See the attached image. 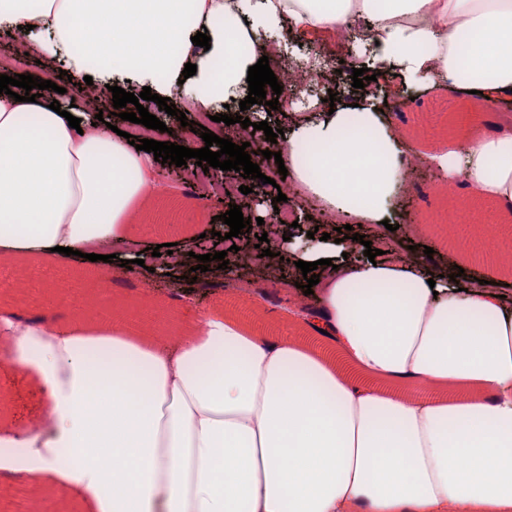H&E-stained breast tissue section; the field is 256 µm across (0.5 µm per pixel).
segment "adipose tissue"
<instances>
[{"mask_svg":"<svg viewBox=\"0 0 512 512\" xmlns=\"http://www.w3.org/2000/svg\"><path fill=\"white\" fill-rule=\"evenodd\" d=\"M354 18L405 80L512 97V0H0L21 52L94 72L85 101L116 72L152 85L196 64L175 88L187 112L274 56L283 22L330 32ZM202 29L207 50L192 42ZM56 97L0 94V255L122 252L157 188L150 156L89 118L71 128ZM276 149L291 186L376 232L372 260L329 224L297 254L319 277L304 321L335 354L213 309L171 335L14 311L0 349L49 407L46 427L0 434L22 451L14 473L74 490L85 512H512V297L495 274L459 284L402 256L389 200L410 148L379 112L298 114ZM436 160L493 202L492 222L512 221V124L493 115Z\"/></svg>","mask_w":512,"mask_h":512,"instance_id":"adipose-tissue-1","label":"adipose tissue"}]
</instances>
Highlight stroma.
Instances as JSON below:
<instances>
[{
	"label": "stroma",
	"instance_id": "obj_1",
	"mask_svg": "<svg viewBox=\"0 0 512 512\" xmlns=\"http://www.w3.org/2000/svg\"><path fill=\"white\" fill-rule=\"evenodd\" d=\"M326 85L315 86L312 92L292 97L287 110H269L265 105H253L241 110L238 103L229 107H215V114L229 113L232 116H245L250 121H265L272 129H290L293 122L291 113L304 111L306 104L328 98ZM373 103L378 111L390 112L394 121L403 129L425 123L431 126L432 141L429 151L447 149L450 142L461 137L470 128L487 120L490 110L478 96L465 93L447 85L431 86L425 89L416 86H403L400 77L393 76L381 82ZM258 165L266 182H255L249 194L235 193L224 197L222 203L208 207L199 203L186 192L185 181L175 175L169 164H156L155 175L163 191L160 194L140 200L135 210L139 217L132 226V241L125 252V259H132L145 249H152L164 243L191 245L199 255L228 250L234 244H257L254 233H241L235 239H228L229 227L223 224L222 214L230 205H239L244 217H258L262 210L272 208V200L278 191L272 182L278 179V166L274 159L259 158ZM415 187L411 193L396 194L393 199L395 209L404 221L421 220V231L412 237H403L408 259L427 263L458 266L465 276L477 277L488 272L498 247L512 240V226L491 224L487 216L492 210L491 203L476 194H452L448 191L445 174L436 167L419 166L413 173ZM169 186L178 187L177 195H166ZM300 222L298 226L283 227L284 238L279 259L262 266L251 263L249 252L239 257L237 275L249 279L254 284L258 307L243 309L234 305L227 291L222 288L202 289L200 283L183 280V298L170 300L168 293L150 290L141 294V277L135 273L123 272L119 264L110 268L111 280L107 287L112 296L111 316L125 315L127 309L141 307L145 319L156 328L164 330L187 318L202 306H211L225 315L237 318L263 335L286 334L305 337L304 327L289 314V303H278L274 294L280 278L295 274L293 262L294 239L306 237L321 222L319 202L309 196L298 199ZM456 220L458 244L448 247L443 237V229L448 220ZM433 248V255H426V248ZM40 284L36 292L28 289H15L10 295L11 303H17L34 310L50 309L56 303L54 291L62 283L82 286L87 273L93 269V262L78 257H55L36 261ZM47 408L45 399L31 380L26 369H19L10 375H0V427L9 426L16 431H26L30 422Z\"/></svg>",
	"mask_w": 512,
	"mask_h": 512
}]
</instances>
